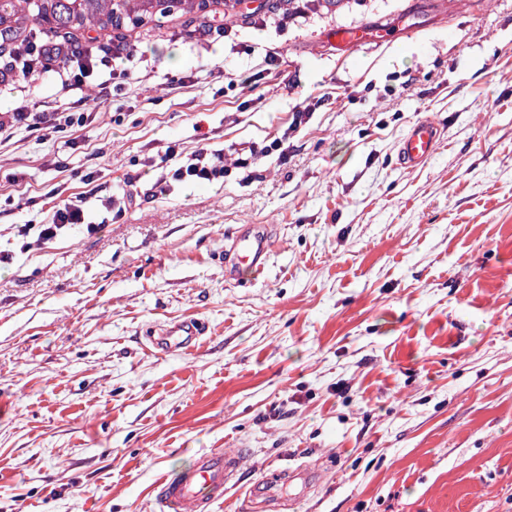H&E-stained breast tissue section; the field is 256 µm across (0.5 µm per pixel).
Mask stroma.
<instances>
[{
  "mask_svg": "<svg viewBox=\"0 0 512 512\" xmlns=\"http://www.w3.org/2000/svg\"><path fill=\"white\" fill-rule=\"evenodd\" d=\"M356 26L373 37L349 53L331 33ZM233 31L137 28L120 96L98 71L83 125L0 137V512H160L158 481L215 448L245 462L212 512H254L257 482L265 512H512V0ZM422 119L437 151L402 167ZM279 137L287 158L154 192L160 163ZM125 187L117 217L102 201ZM57 192L98 231L38 242ZM245 224L273 247L237 286ZM194 318V348H149ZM231 32L232 28L224 26L223 21H212L210 23L194 26L190 33L192 34L195 44H204L226 37ZM270 238L265 226H246L234 235L225 248V275L243 285L252 282L265 268Z\"/></svg>",
  "mask_w": 512,
  "mask_h": 512,
  "instance_id": "1",
  "label": "stroma"
}]
</instances>
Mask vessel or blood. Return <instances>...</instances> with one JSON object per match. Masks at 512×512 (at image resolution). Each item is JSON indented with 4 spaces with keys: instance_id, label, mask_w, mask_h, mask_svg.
Masks as SVG:
<instances>
[{
    "instance_id": "obj_1",
    "label": "vessel or blood",
    "mask_w": 512,
    "mask_h": 512,
    "mask_svg": "<svg viewBox=\"0 0 512 512\" xmlns=\"http://www.w3.org/2000/svg\"><path fill=\"white\" fill-rule=\"evenodd\" d=\"M438 146V129L429 119L413 124L400 142L404 165L416 166L427 161ZM270 247L266 227L246 226L234 235L226 250L225 275L238 284L252 282L265 268ZM204 333L196 320L174 321L160 335L150 337V344L160 353H174L194 348ZM244 463L238 453L215 449L195 459L179 474L163 478L158 487V499L165 512H211Z\"/></svg>"
}]
</instances>
